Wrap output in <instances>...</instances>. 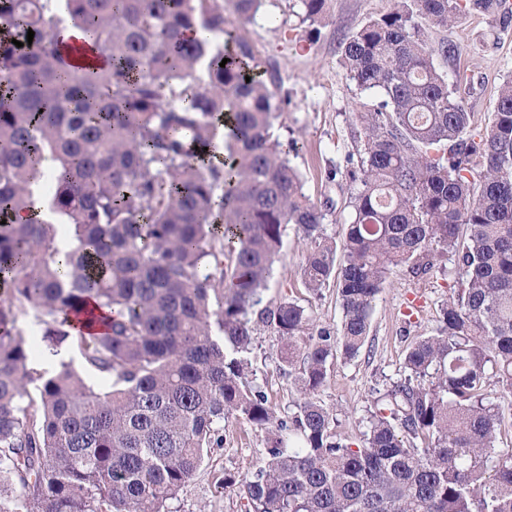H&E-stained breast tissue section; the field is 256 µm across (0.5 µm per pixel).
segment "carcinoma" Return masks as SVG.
Segmentation results:
<instances>
[{
  "mask_svg": "<svg viewBox=\"0 0 512 512\" xmlns=\"http://www.w3.org/2000/svg\"><path fill=\"white\" fill-rule=\"evenodd\" d=\"M230 2L250 18L261 0ZM471 13L512 25L506 0H391L342 42L349 79L382 101L355 113L356 154L331 172L351 184L337 240L217 0H0V512H170L232 417L268 434L254 512H512V453L495 447L496 388L512 393V79L478 131L435 64L460 50L428 37ZM75 30L107 66L71 62ZM220 142L224 166L201 162ZM290 224L304 288L336 279L334 335L290 296L262 305ZM445 255L457 288L434 334L346 442L318 399L328 368L359 355L390 275L425 280ZM20 317L110 386L34 367ZM262 327L301 364L286 419L249 381Z\"/></svg>",
  "mask_w": 512,
  "mask_h": 512,
  "instance_id": "1",
  "label": "carcinoma"
}]
</instances>
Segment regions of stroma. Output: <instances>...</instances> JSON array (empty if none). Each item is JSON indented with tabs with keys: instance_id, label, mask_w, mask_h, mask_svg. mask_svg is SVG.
<instances>
[{
	"instance_id": "stroma-1",
	"label": "stroma",
	"mask_w": 512,
	"mask_h": 512,
	"mask_svg": "<svg viewBox=\"0 0 512 512\" xmlns=\"http://www.w3.org/2000/svg\"><path fill=\"white\" fill-rule=\"evenodd\" d=\"M390 0H326L322 15L308 19L301 0H262L258 12L237 20L241 36L253 48L264 71L273 72L275 102L280 106L276 133L288 146V157L300 172L304 191L317 205L331 204L327 232L340 237L351 209L345 183L330 181L327 173L346 154L355 151L358 126L354 113L359 102L372 101L360 92L339 64V43L370 17L385 13ZM433 40L457 45L454 60L437 59L449 76L466 77L460 95L484 128L494 109L500 84L512 77V27L499 30L493 18L460 16L448 29L436 30ZM305 254L295 228H288L284 248L275 262L265 301L292 296L312 316L316 328L336 330L342 309L335 284L320 294L303 288L299 271ZM452 281L447 270L426 281L397 274L382 291L371 319L368 345L350 361L331 366L319 400L338 419L337 432L358 441L359 422L385 379L396 377L409 342L430 335L447 303ZM282 342L270 329L259 330L249 355L253 384L265 392L278 416L287 415L300 397L280 358ZM263 432L242 419L224 424V442L212 449L193 478L170 504L172 512H252L241 484L266 455ZM237 484L225 487V476Z\"/></svg>"
}]
</instances>
